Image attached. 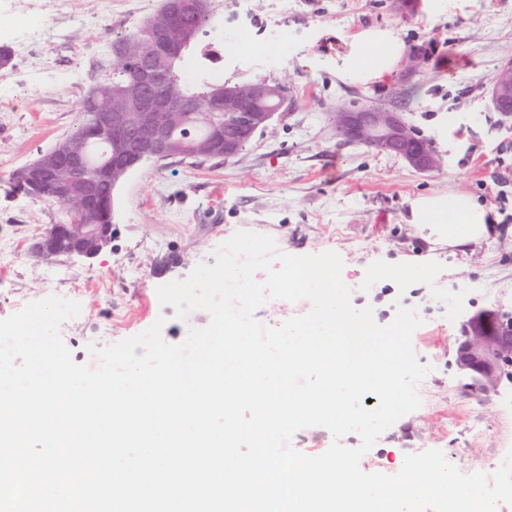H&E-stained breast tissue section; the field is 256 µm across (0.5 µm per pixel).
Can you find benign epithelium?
<instances>
[{
  "instance_id": "obj_1",
  "label": "benign epithelium",
  "mask_w": 512,
  "mask_h": 512,
  "mask_svg": "<svg viewBox=\"0 0 512 512\" xmlns=\"http://www.w3.org/2000/svg\"><path fill=\"white\" fill-rule=\"evenodd\" d=\"M205 6L206 0H165L160 21L147 39L134 49L125 41L112 44L113 56L127 64L125 73L135 86L122 108L98 114L94 125V136L106 140L112 161V167L99 170V176L106 178L109 172H114L112 187H117L128 173L145 161L173 157L172 125L157 119V112H177L182 122L200 112L224 113V123L210 125L209 138L190 143L191 150L186 156L215 155L227 160L239 154L256 132L270 129L284 107V86L263 82L226 83L217 88L215 96L206 103L169 94L171 75L164 60L180 54L186 43L196 37L197 30L185 25L184 19ZM490 95L495 111L505 115L512 113V58L500 65ZM266 98L276 100L277 109H267ZM334 122L337 133L345 139L400 156L418 171L431 172L441 165L432 143L409 127L401 113L392 109L340 110L334 115ZM60 165L72 176L66 193L77 191L85 199H96V183L87 173L85 155L66 149L55 150L25 165L16 173L15 180L22 185L41 182ZM99 209L103 213L102 224H80L72 212H66L65 221L48 225L32 240L30 253L50 260L59 256L55 245L65 241L70 244L66 256L96 257L112 244V198L99 201ZM455 343L457 368L480 391L494 392L502 380H512V324H505L499 311L483 309L464 317Z\"/></svg>"
}]
</instances>
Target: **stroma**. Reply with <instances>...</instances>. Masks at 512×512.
<instances>
[{
	"label": "stroma",
	"instance_id": "obj_1",
	"mask_svg": "<svg viewBox=\"0 0 512 512\" xmlns=\"http://www.w3.org/2000/svg\"><path fill=\"white\" fill-rule=\"evenodd\" d=\"M80 14L95 28L89 51L78 59L53 43L58 69L26 75L20 65L0 74V93L15 111L0 112V319L22 303L57 295L79 302L78 316L60 328L75 362L97 366L90 346L135 336L162 321L164 342L178 345L190 328L206 327L208 311L179 319L161 305L158 285L188 277L199 261L236 231L271 236L280 252H337L355 307H372L389 324L398 306L416 310L423 323L412 335L420 364L430 366L421 406L398 419L360 460L367 473H397L409 453L442 450L461 472L493 473L512 450V383L498 392L475 389L455 365L460 323L431 295L432 287L466 290L465 313L495 307L512 314V116L490 103L498 67L512 57V0H209V20L185 52L177 73L188 85L275 80L288 104L274 131L256 133L229 160L149 161L116 187L111 248L92 259L30 256L27 242L48 224L64 221L61 206L14 191L10 176L72 135L80 103L108 74L111 46L160 8L148 0L115 6L100 15L99 0H81ZM391 30L405 54L422 52L421 72L405 78L396 68L383 81L340 80L336 63L356 35ZM249 48L235 47L236 32ZM286 41L285 50L269 47ZM394 107L430 140L439 169L424 173L400 157L345 141L332 116L340 108ZM464 119L460 141L448 145V116ZM459 191L491 208L486 236L449 243L413 223L412 203ZM443 264L434 286L399 291L394 281L361 284L373 262ZM487 425L470 438L473 420Z\"/></svg>",
	"mask_w": 512,
	"mask_h": 512
}]
</instances>
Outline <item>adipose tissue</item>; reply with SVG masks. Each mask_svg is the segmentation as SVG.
<instances>
[{
    "label": "adipose tissue",
    "mask_w": 512,
    "mask_h": 512,
    "mask_svg": "<svg viewBox=\"0 0 512 512\" xmlns=\"http://www.w3.org/2000/svg\"><path fill=\"white\" fill-rule=\"evenodd\" d=\"M402 54L403 45L398 37L387 32H365L340 72L354 74L366 82L381 80L392 73ZM490 214V208L465 194L419 200L413 205L415 223L441 225L449 240L458 242L486 234Z\"/></svg>",
    "instance_id": "ef3b65f1"
}]
</instances>
